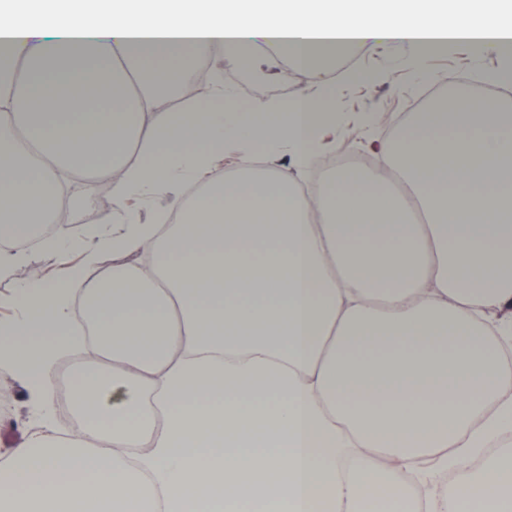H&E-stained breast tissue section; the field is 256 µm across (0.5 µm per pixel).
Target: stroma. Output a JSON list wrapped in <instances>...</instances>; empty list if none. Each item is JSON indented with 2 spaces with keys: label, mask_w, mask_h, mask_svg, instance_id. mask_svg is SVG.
Here are the masks:
<instances>
[{
  "label": "stroma",
  "mask_w": 512,
  "mask_h": 512,
  "mask_svg": "<svg viewBox=\"0 0 512 512\" xmlns=\"http://www.w3.org/2000/svg\"><path fill=\"white\" fill-rule=\"evenodd\" d=\"M354 61L356 67L352 70L339 62L323 66L321 77L316 78L295 68L286 56H269L259 50L231 63L224 77H247V84L234 90L236 102L244 109L267 96L281 102L301 95L315 98L321 81H329L334 88L336 114L333 124L324 129L322 139L332 154L340 150L371 152L375 140L387 138L386 124L393 115L427 111L437 99L447 96L445 77H458L470 96L480 98L498 95L497 75L512 69V57L488 54L467 43L432 53L422 64L405 45L395 42L367 49L355 55ZM250 155L259 160L263 170L292 175L303 190H311L317 183L312 169L297 167L291 148L258 150ZM67 212L68 226L60 236L73 244L69 252L71 264H82L87 253L92 252L98 270L111 269L112 253L98 248L96 238L106 228V211L89 215L73 202ZM26 257L24 264L0 269V297L19 292L28 282L31 269H38L47 280L55 276L57 257L37 247L27 250ZM0 393L9 399L8 404L0 406V456L35 433L73 436L70 417L56 410L43 415L26 383L3 365Z\"/></svg>",
  "instance_id": "obj_1"
}]
</instances>
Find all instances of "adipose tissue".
<instances>
[{
	"label": "adipose tissue",
	"mask_w": 512,
	"mask_h": 512,
	"mask_svg": "<svg viewBox=\"0 0 512 512\" xmlns=\"http://www.w3.org/2000/svg\"><path fill=\"white\" fill-rule=\"evenodd\" d=\"M505 0H0V238L108 184L117 232L13 296L0 361L51 401L64 350L80 432L0 460V512H512V451L408 502L379 457L456 466L512 436V366L490 331L512 304V100L420 113L371 171L311 193L217 162L224 144L322 151L328 97L240 110L224 65L258 44L321 76L331 52L397 41L424 58L475 42L512 56ZM207 98L178 88L199 68ZM112 77L111 94L82 80ZM195 196H185L186 185ZM183 197L174 224L136 199ZM141 262H134V255ZM95 299L72 332L75 292Z\"/></svg>",
	"instance_id": "obj_1"
}]
</instances>
